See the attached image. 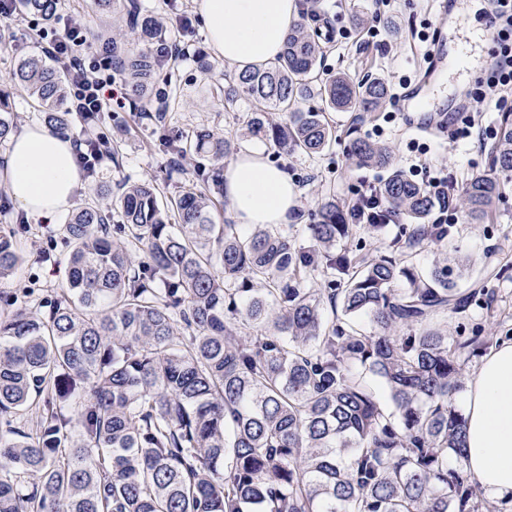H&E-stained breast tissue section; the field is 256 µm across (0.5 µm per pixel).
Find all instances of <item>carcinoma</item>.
<instances>
[{
  "label": "carcinoma",
  "instance_id": "1",
  "mask_svg": "<svg viewBox=\"0 0 512 512\" xmlns=\"http://www.w3.org/2000/svg\"><path fill=\"white\" fill-rule=\"evenodd\" d=\"M58 4L19 0L24 16L48 18ZM126 16L150 47L114 39L112 57L161 123L166 94L153 87L169 37L134 3ZM323 55L314 32L294 23L274 63L224 86V107L253 101L246 135L283 154L322 151L336 138L326 112L299 108L314 84L331 109L374 112L389 95L378 79L359 91L342 73L321 79ZM11 80L49 132L69 126L61 68L23 58ZM16 128L0 95V143ZM164 147L218 161L238 139L203 130ZM489 153L494 169L512 171L511 112ZM349 155L392 166L391 149L366 138L352 139ZM380 192L414 221L406 244L446 241V225L425 223L437 205L426 186L396 171ZM502 197L498 178L473 176L460 197L467 221L489 220ZM114 208L123 223H112ZM307 229L312 245L300 247L281 226L217 224L206 192L166 198L149 181L73 213L63 227L73 244L67 288L43 311L11 297L0 309V512H479L453 401L462 356L493 341L437 324L486 304L485 288H456L469 260L424 275L393 256L338 251L353 232L385 225L343 222L334 196ZM13 237L0 231V280L22 261ZM317 270L330 287H306ZM360 315L375 334L359 328ZM354 366L385 383L391 408L350 375ZM32 407L33 433L17 424Z\"/></svg>",
  "mask_w": 512,
  "mask_h": 512
}]
</instances>
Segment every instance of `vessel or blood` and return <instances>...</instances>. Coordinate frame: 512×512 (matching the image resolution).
Instances as JSON below:
<instances>
[{"mask_svg":"<svg viewBox=\"0 0 512 512\" xmlns=\"http://www.w3.org/2000/svg\"><path fill=\"white\" fill-rule=\"evenodd\" d=\"M459 48L449 44L444 34H436L426 52L427 65L421 76L404 84L398 97L403 106L404 120L408 128L423 132L451 122L455 116L469 111V101L447 105L437 111L426 107V98L440 72L459 65Z\"/></svg>","mask_w":512,"mask_h":512,"instance_id":"vessel-or-blood-1","label":"vessel or blood"}]
</instances>
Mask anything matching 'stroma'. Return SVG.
<instances>
[{"mask_svg":"<svg viewBox=\"0 0 512 512\" xmlns=\"http://www.w3.org/2000/svg\"><path fill=\"white\" fill-rule=\"evenodd\" d=\"M471 2L461 0L454 36L467 49L472 66L439 78L436 100L440 103L459 96L468 86L472 71L485 67L491 51L490 41L483 37L481 17L472 13ZM137 4L141 13L164 18L189 55L183 60L169 61L157 79V87L169 92L168 112L162 124L142 119L139 104L131 98L112 104L101 130L114 138V157L105 160L94 176L85 178L74 201L78 208L93 200L108 202L125 183L150 181L168 197L188 185L211 189L212 163L188 158L182 164H174L171 154L161 145L162 138L176 135L187 140L201 129L219 135H238L252 117L254 107L248 100H240L230 108L220 104L216 91L233 78L236 69L210 50L193 0H137ZM315 12L325 48L319 66L321 77L344 73L357 85L376 78L392 90L403 78L415 76L424 62L426 45L417 37L422 24L428 22L435 28L440 25L433 0H315ZM356 14L365 18L364 27L354 25L352 17ZM40 25V20L32 16L0 24V90L9 93L21 126L39 123L40 114L31 99L14 92L10 74L20 58L41 56V48L34 45L35 30ZM399 110V102L390 98L377 112H331L336 139L318 154L284 156L273 147H266L267 158L287 169L302 191L295 221L288 229L296 242L307 243L306 226L312 223L322 197L333 195L349 203L354 198V189L380 184L387 177V170L358 166L347 154L350 139L371 137L376 125H384L382 141L392 147L401 170H408L418 161L417 155L407 149L408 142L416 138L429 145L433 162L443 168L448 185L454 190H462L473 175L489 171L487 150L478 149L473 143H453L444 136L418 134L398 120L384 123V113ZM453 215L447 242L429 240L407 248L408 259L425 274L436 262L461 254L475 262L478 269L486 261L496 263L500 274L487 284L491 305L474 306L463 313L451 312L443 315L440 322L452 336L470 332L479 325L494 338L512 337V182L506 184L492 222L467 223L458 208ZM67 219L63 213L55 222L45 223L23 216L13 205L0 210V227L13 231L24 257L10 277L0 280V293L17 295L20 305L31 307L37 297L66 287L72 250L63 234Z\"/></svg>","mask_w":512,"mask_h":512,"instance_id":"1","label":"stroma"}]
</instances>
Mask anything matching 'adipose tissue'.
<instances>
[{"instance_id":"obj_1","label":"adipose tissue","mask_w":512,"mask_h":512,"mask_svg":"<svg viewBox=\"0 0 512 512\" xmlns=\"http://www.w3.org/2000/svg\"><path fill=\"white\" fill-rule=\"evenodd\" d=\"M208 42L226 63L247 68L273 61L300 0H194ZM0 174L15 206L53 221L83 186L70 139L38 126L12 133ZM224 199L235 223H291L299 190L263 151L242 150L224 169ZM465 467L491 501H512V341L485 355L463 394Z\"/></svg>"}]
</instances>
